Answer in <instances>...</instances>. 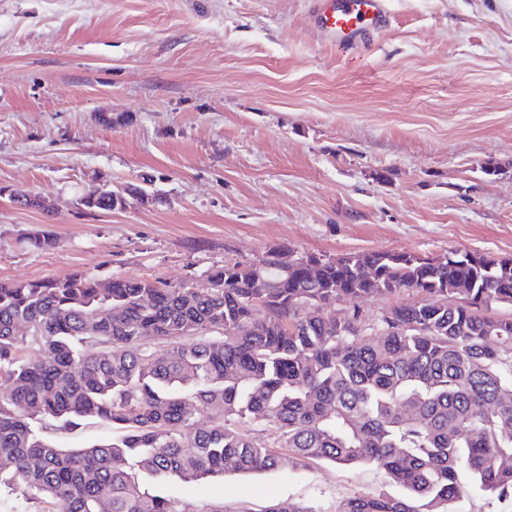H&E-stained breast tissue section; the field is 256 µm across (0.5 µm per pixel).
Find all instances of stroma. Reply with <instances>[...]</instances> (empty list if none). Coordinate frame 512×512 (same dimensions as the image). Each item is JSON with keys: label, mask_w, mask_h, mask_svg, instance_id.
Segmentation results:
<instances>
[{"label": "stroma", "mask_w": 512, "mask_h": 512, "mask_svg": "<svg viewBox=\"0 0 512 512\" xmlns=\"http://www.w3.org/2000/svg\"><path fill=\"white\" fill-rule=\"evenodd\" d=\"M312 3L0 0V280L193 286L283 246L512 258V0H387L353 46ZM149 490L186 512L402 492L319 460Z\"/></svg>", "instance_id": "1"}]
</instances>
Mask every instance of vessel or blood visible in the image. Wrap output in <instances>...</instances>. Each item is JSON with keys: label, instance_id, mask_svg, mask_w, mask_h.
I'll list each match as a JSON object with an SVG mask.
<instances>
[{"label": "vessel or blood", "instance_id": "obj_1", "mask_svg": "<svg viewBox=\"0 0 512 512\" xmlns=\"http://www.w3.org/2000/svg\"><path fill=\"white\" fill-rule=\"evenodd\" d=\"M317 29L350 45L391 24L386 0H321L313 15Z\"/></svg>", "mask_w": 512, "mask_h": 512}]
</instances>
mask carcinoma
<instances>
[{"label":"carcinoma","instance_id":"cac0c4a2","mask_svg":"<svg viewBox=\"0 0 512 512\" xmlns=\"http://www.w3.org/2000/svg\"><path fill=\"white\" fill-rule=\"evenodd\" d=\"M124 202L111 191L84 204ZM206 274L204 290L0 280V462L22 489L14 512L30 500L181 512L143 482L304 460L369 465L405 490L349 496L334 512H454L470 482L512 503L511 258L283 247L264 267ZM403 291L417 299L363 317L359 301ZM89 417L117 434L85 448L48 438ZM264 512L317 510L275 501Z\"/></svg>","mask_w":512,"mask_h":512}]
</instances>
